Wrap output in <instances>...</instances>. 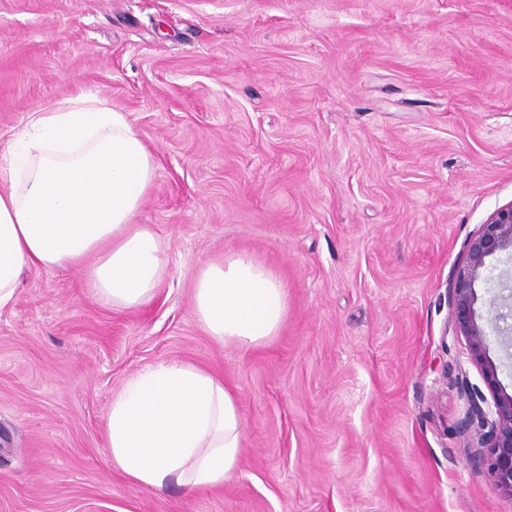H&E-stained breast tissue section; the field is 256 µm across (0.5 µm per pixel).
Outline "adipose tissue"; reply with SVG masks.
<instances>
[{
	"label": "adipose tissue",
	"mask_w": 512,
	"mask_h": 512,
	"mask_svg": "<svg viewBox=\"0 0 512 512\" xmlns=\"http://www.w3.org/2000/svg\"><path fill=\"white\" fill-rule=\"evenodd\" d=\"M157 164L128 113L77 94L31 112L0 153V309L24 271L83 268L87 286L115 309L142 306L165 274L167 250L135 223ZM198 321L217 341L250 349L277 335L288 312L282 279L247 253L203 262L194 279ZM106 450L136 485L185 494L223 487L242 453L236 395L188 362H160L112 398Z\"/></svg>",
	"instance_id": "ef3b65f1"
}]
</instances>
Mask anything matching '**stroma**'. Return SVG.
Instances as JSON below:
<instances>
[{
    "instance_id": "35a3bbf8",
    "label": "stroma",
    "mask_w": 512,
    "mask_h": 512,
    "mask_svg": "<svg viewBox=\"0 0 512 512\" xmlns=\"http://www.w3.org/2000/svg\"><path fill=\"white\" fill-rule=\"evenodd\" d=\"M128 112L157 159L136 221L167 240L147 304L76 267L0 309V512H512L456 434L467 244L512 202V0H0V148L75 92ZM247 252L288 288L277 334L207 336L199 265ZM479 311L512 316V252ZM193 363L236 394L224 487L113 470V395Z\"/></svg>"
}]
</instances>
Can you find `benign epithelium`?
<instances>
[{
  "mask_svg": "<svg viewBox=\"0 0 512 512\" xmlns=\"http://www.w3.org/2000/svg\"><path fill=\"white\" fill-rule=\"evenodd\" d=\"M512 249V202L494 210L479 232L470 239L465 262L454 278L453 301L457 334L468 346L470 363L479 371L492 405L470 384L467 375L458 378L467 410L456 433L473 448L471 458L501 493L512 497V393L501 386L497 367L487 357L489 334L478 321L474 309V285L486 259L498 251Z\"/></svg>",
  "mask_w": 512,
  "mask_h": 512,
  "instance_id": "1",
  "label": "benign epithelium"
}]
</instances>
